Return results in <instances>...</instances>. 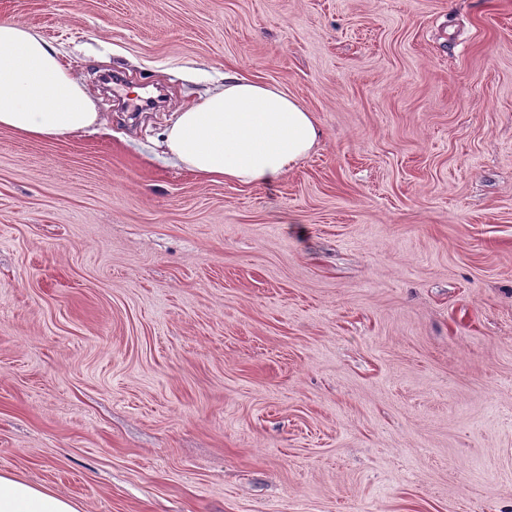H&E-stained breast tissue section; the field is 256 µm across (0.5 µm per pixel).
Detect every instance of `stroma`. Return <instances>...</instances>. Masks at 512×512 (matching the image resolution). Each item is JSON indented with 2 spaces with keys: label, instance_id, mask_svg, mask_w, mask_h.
Listing matches in <instances>:
<instances>
[{
  "label": "stroma",
  "instance_id": "stroma-1",
  "mask_svg": "<svg viewBox=\"0 0 512 512\" xmlns=\"http://www.w3.org/2000/svg\"><path fill=\"white\" fill-rule=\"evenodd\" d=\"M99 114L0 129V473L81 512H512V0H0ZM272 183L163 132L226 72ZM319 137L312 112L299 100L275 85L225 74L224 88L175 113L164 147L199 175L252 184L287 173Z\"/></svg>",
  "mask_w": 512,
  "mask_h": 512
}]
</instances>
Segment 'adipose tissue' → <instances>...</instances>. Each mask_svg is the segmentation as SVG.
Wrapping results in <instances>:
<instances>
[{
	"label": "adipose tissue",
	"instance_id": "ef3b65f1",
	"mask_svg": "<svg viewBox=\"0 0 512 512\" xmlns=\"http://www.w3.org/2000/svg\"><path fill=\"white\" fill-rule=\"evenodd\" d=\"M95 103L60 60L59 52L28 26L0 20V128L35 139L87 131ZM312 112L279 87L228 74L224 86L176 113L166 154L195 173L240 184L273 181L316 147ZM0 512H80L49 490L0 474Z\"/></svg>",
	"mask_w": 512,
	"mask_h": 512
}]
</instances>
